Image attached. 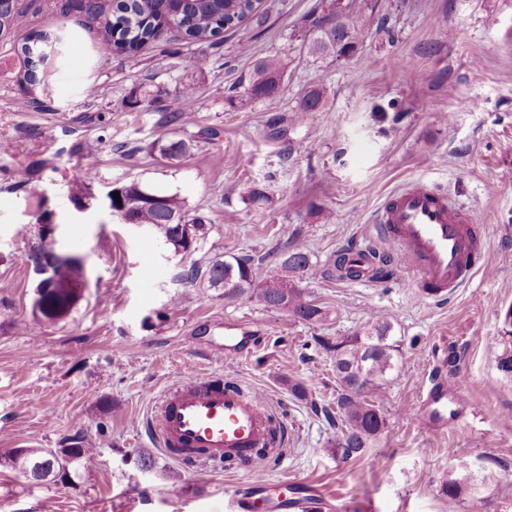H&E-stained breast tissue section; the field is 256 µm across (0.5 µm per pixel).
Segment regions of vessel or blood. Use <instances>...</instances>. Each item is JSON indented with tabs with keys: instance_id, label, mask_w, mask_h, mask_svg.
Masks as SVG:
<instances>
[{
	"instance_id": "vessel-or-blood-1",
	"label": "vessel or blood",
	"mask_w": 512,
	"mask_h": 512,
	"mask_svg": "<svg viewBox=\"0 0 512 512\" xmlns=\"http://www.w3.org/2000/svg\"><path fill=\"white\" fill-rule=\"evenodd\" d=\"M376 232L408 278L426 299L443 301L468 284L483 264V238L468 210L452 196L423 182L393 194L377 215ZM372 247L347 253L363 282H372ZM258 330L240 321L224 324V361L233 363L257 347ZM461 391L437 382L421 398L416 415L429 429L448 428L449 401ZM278 418L257 390L210 374L192 376L167 388L155 402L149 431L170 459L183 464H237L240 474L264 468L266 448L279 444ZM227 512H326L327 502L273 484L239 486L225 494Z\"/></svg>"
}]
</instances>
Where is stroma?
I'll return each instance as SVG.
<instances>
[{
    "label": "stroma",
    "instance_id": "obj_1",
    "mask_svg": "<svg viewBox=\"0 0 512 512\" xmlns=\"http://www.w3.org/2000/svg\"><path fill=\"white\" fill-rule=\"evenodd\" d=\"M320 0H262V21L193 45L177 31L146 44L137 66L97 50L99 24L64 0H16L0 30V512H225L233 467L177 463L151 439L152 404L181 377L224 372L267 395L286 448L255 483L307 485L352 512H512V374L498 363L512 306V0H378L355 55L314 60L303 47ZM60 39L30 82L20 47L30 33ZM287 54L279 96L233 108L254 61ZM200 122L193 149L164 165L148 144L186 84ZM323 84L317 117L297 111ZM158 90L130 106L133 89ZM215 129L207 138L201 128ZM94 170L77 210L69 186ZM473 211L485 267L442 304L398 270L362 285L329 272L337 253L369 244L384 201L419 180ZM134 181L179 194L205 230L188 255L101 206ZM270 200L245 204L251 187ZM47 197L55 230L37 224ZM82 259L86 281L69 314L34 315L30 259L45 237ZM303 247L315 277L297 286L331 317L311 324L257 297L228 299L191 265ZM387 318L397 347L376 403L385 427L354 456L336 454L333 344ZM247 321L259 347L227 368L208 351L224 321ZM460 389L465 419L437 435L410 416L435 375ZM302 394H295L293 385ZM83 437L93 465L36 482L8 463L16 448H61ZM460 480L448 498V480Z\"/></svg>",
    "mask_w": 512,
    "mask_h": 512
}]
</instances>
